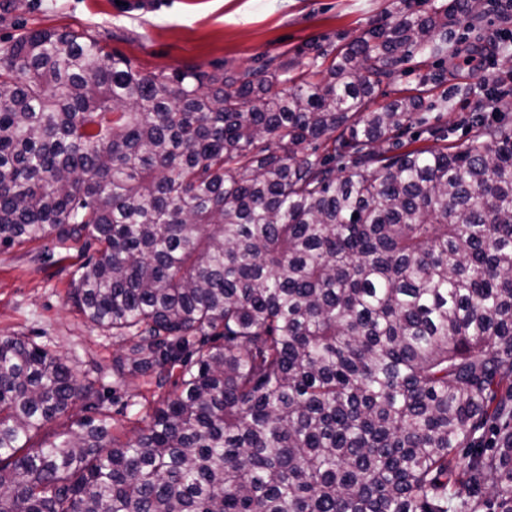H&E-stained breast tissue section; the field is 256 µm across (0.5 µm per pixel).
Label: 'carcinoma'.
Masks as SVG:
<instances>
[{
  "instance_id": "cac0c4a2",
  "label": "carcinoma",
  "mask_w": 512,
  "mask_h": 512,
  "mask_svg": "<svg viewBox=\"0 0 512 512\" xmlns=\"http://www.w3.org/2000/svg\"><path fill=\"white\" fill-rule=\"evenodd\" d=\"M458 2L299 71L0 46V246H97L71 300L162 393L122 440L97 382L0 339V512H512V124L448 145L428 73L377 102Z\"/></svg>"
}]
</instances>
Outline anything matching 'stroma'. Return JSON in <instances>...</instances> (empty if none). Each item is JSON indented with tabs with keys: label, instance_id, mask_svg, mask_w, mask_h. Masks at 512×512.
I'll use <instances>...</instances> for the list:
<instances>
[{
	"label": "stroma",
	"instance_id": "1",
	"mask_svg": "<svg viewBox=\"0 0 512 512\" xmlns=\"http://www.w3.org/2000/svg\"><path fill=\"white\" fill-rule=\"evenodd\" d=\"M394 0H0V44L33 29L71 30L95 36L109 53L145 74L172 75L186 68L210 74L257 70L269 58L308 63L313 46L332 48L363 31L390 23ZM501 20L482 6L478 19L453 26L459 46L488 45ZM512 41L501 42L487 69L449 68L437 58L406 63L387 98L415 87L421 73L438 75L430 99L444 102L441 124L451 143L469 138L472 113L484 111L489 81L512 86ZM81 243L50 237L0 246V338L23 336L48 345L78 379L100 373L99 388L117 425L146 406L153 390L141 378H112L118 339L72 304L73 272L85 261Z\"/></svg>",
	"mask_w": 512,
	"mask_h": 512
}]
</instances>
